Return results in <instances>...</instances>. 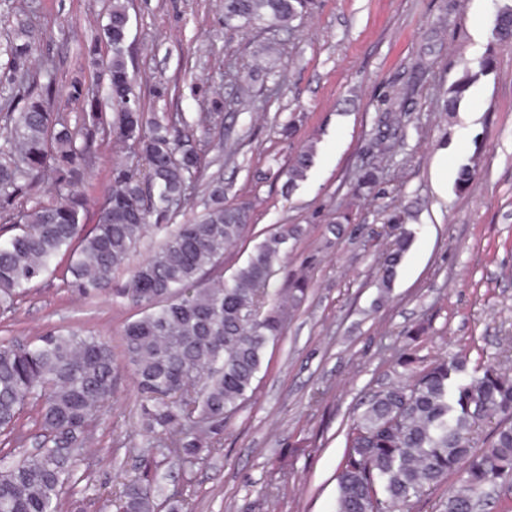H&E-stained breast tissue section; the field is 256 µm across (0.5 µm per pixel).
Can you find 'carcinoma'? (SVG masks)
I'll return each mask as SVG.
<instances>
[{
  "instance_id": "obj_1",
  "label": "carcinoma",
  "mask_w": 512,
  "mask_h": 512,
  "mask_svg": "<svg viewBox=\"0 0 512 512\" xmlns=\"http://www.w3.org/2000/svg\"><path fill=\"white\" fill-rule=\"evenodd\" d=\"M307 2L224 0V25L286 31ZM129 24L125 0H112L89 49L111 112L98 110L93 86L75 82L70 95L89 105L75 124L51 111L53 81L38 93L29 89L36 44L28 32L5 47L11 64L0 74V221L13 234L0 239V322L49 274L87 298L121 300L138 317L123 326L120 360L112 341L89 328L54 327L26 344L0 339V512H82L66 491L79 480L84 447L107 418L123 365L136 379L138 421L149 441L135 449L138 471L112 492L113 512H182L188 504L181 500L158 502L151 468L170 455L191 465L203 449L220 450L224 424L248 400L269 343L284 329L280 292L270 281L284 246L304 230L279 225L226 281L224 253L244 238L252 204L224 202V185L212 181L203 214L175 223L202 176L204 144L178 112L146 116L125 57ZM492 35L500 44L512 37L511 4L498 8ZM100 43L112 52L106 62L98 58ZM472 80L465 73L448 88L445 111H456ZM103 144L113 147L112 171L91 216L84 183ZM312 159L310 146L295 155L283 171L288 188L305 179ZM45 183L52 195L33 198ZM379 185L377 167L358 180L370 193ZM169 226L158 248L117 281L146 233ZM384 233L393 243L378 270L381 301L412 237L396 211ZM309 288L308 275L296 274L289 307H299ZM395 366L400 379L374 391L349 427L336 512H406L412 499L451 476L457 480L441 512H477L486 489L512 476V355L470 371L463 357L426 364L406 346ZM30 407L42 440L14 461L4 448L25 441L20 419ZM483 424L492 428L478 448L473 433Z\"/></svg>"
}]
</instances>
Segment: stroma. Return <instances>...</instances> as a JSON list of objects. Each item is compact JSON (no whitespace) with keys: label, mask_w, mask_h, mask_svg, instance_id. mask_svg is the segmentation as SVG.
<instances>
[{"label":"stroma","mask_w":512,"mask_h":512,"mask_svg":"<svg viewBox=\"0 0 512 512\" xmlns=\"http://www.w3.org/2000/svg\"><path fill=\"white\" fill-rule=\"evenodd\" d=\"M222 0H129L128 64L147 113L195 120L220 99L218 117L196 134L207 143L205 179L224 184L229 202L253 206L242 242L224 256V273L280 224L305 230L288 245L272 288L307 271L306 301L287 315L269 345L251 397L224 426L220 452L193 468L169 459L153 471L161 496L187 499L193 512H336L346 432L369 395L394 377L405 331L426 333L414 351L430 361L455 352L471 364L496 362L512 332V44L492 38L504 0H311L290 31L224 26ZM108 0H0V44L29 30L37 51L29 82L54 83V111L84 112L73 82L90 83L86 48L106 23ZM494 54L492 70L480 63ZM52 59L54 76L43 62ZM477 72L457 112H443L448 87ZM164 85L168 94L157 95ZM384 112L406 118L375 143ZM294 123L292 137L281 136ZM315 153L304 181L286 190L281 171L302 146ZM480 152L466 188L459 164ZM380 166L384 194L357 193L359 175ZM408 212L412 243L391 293L379 301L378 262L392 210ZM348 213L353 235L328 226ZM135 311L107 297L85 298L57 277L38 282L18 303L12 340L54 327H87L120 347ZM139 394L121 369L105 424L83 462L86 512L104 503L144 443Z\"/></svg>","instance_id":"35a3bbf8"}]
</instances>
